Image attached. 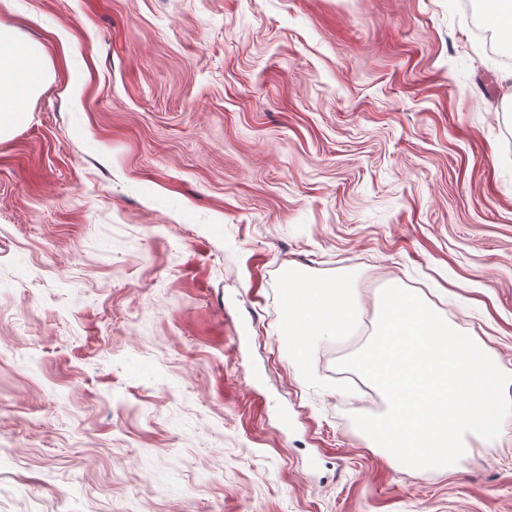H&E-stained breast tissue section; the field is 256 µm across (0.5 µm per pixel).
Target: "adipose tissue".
Instances as JSON below:
<instances>
[{
  "label": "adipose tissue",
  "instance_id": "ef3b65f1",
  "mask_svg": "<svg viewBox=\"0 0 512 512\" xmlns=\"http://www.w3.org/2000/svg\"><path fill=\"white\" fill-rule=\"evenodd\" d=\"M48 73L37 45L21 40L14 29L0 26V139L25 123L22 103L42 87ZM358 309L354 289L289 273L282 316L292 362L303 365L301 352L316 337L353 335Z\"/></svg>",
  "mask_w": 512,
  "mask_h": 512
}]
</instances>
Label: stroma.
Instances as JSON below:
<instances>
[{"label":"stroma","mask_w":512,"mask_h":512,"mask_svg":"<svg viewBox=\"0 0 512 512\" xmlns=\"http://www.w3.org/2000/svg\"><path fill=\"white\" fill-rule=\"evenodd\" d=\"M0 512H512V416L411 477L337 361L388 284L512 374V63L460 0H0ZM363 325L302 372L288 272ZM48 73L41 49L0 25V141L25 123L22 102L42 87Z\"/></svg>","instance_id":"stroma-1"}]
</instances>
